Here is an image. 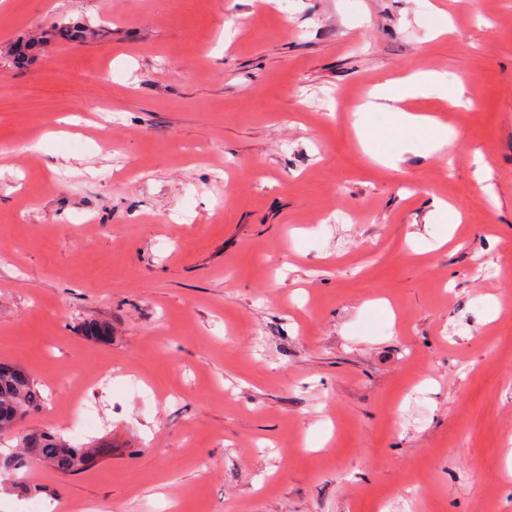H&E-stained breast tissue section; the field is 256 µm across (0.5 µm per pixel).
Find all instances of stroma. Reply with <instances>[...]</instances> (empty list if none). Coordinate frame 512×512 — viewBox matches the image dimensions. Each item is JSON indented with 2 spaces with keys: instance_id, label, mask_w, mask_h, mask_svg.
Returning <instances> with one entry per match:
<instances>
[{
  "instance_id": "35a3bbf8",
  "label": "stroma",
  "mask_w": 512,
  "mask_h": 512,
  "mask_svg": "<svg viewBox=\"0 0 512 512\" xmlns=\"http://www.w3.org/2000/svg\"><path fill=\"white\" fill-rule=\"evenodd\" d=\"M60 20L110 34L15 67ZM425 70L453 161L383 167L360 97ZM0 362L47 399L0 453L82 397L107 450L0 512H512V0H0Z\"/></svg>"
}]
</instances>
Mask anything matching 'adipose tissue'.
Here are the masks:
<instances>
[{"instance_id": "1", "label": "adipose tissue", "mask_w": 512, "mask_h": 512, "mask_svg": "<svg viewBox=\"0 0 512 512\" xmlns=\"http://www.w3.org/2000/svg\"><path fill=\"white\" fill-rule=\"evenodd\" d=\"M432 92L448 97L455 106L462 105L465 93L464 82H456L454 89H446L444 76L427 70L409 77L387 81L374 94L373 101L367 102L366 110L388 112L393 116L394 136L377 133L374 128L363 126L359 137L365 150L378 163L387 168H397L401 156V135L411 131L422 136L429 153L445 152L453 139L454 132L438 119L418 113L406 112L402 102Z\"/></svg>"}]
</instances>
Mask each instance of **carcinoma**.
<instances>
[{"instance_id":"carcinoma-1","label":"carcinoma","mask_w":512,"mask_h":512,"mask_svg":"<svg viewBox=\"0 0 512 512\" xmlns=\"http://www.w3.org/2000/svg\"><path fill=\"white\" fill-rule=\"evenodd\" d=\"M106 33L107 29L101 26L73 25L60 21L36 40L17 45L14 60L23 62L38 45L48 41H83ZM44 403L41 389L26 371L10 363H0V436L10 432L29 415L39 412ZM22 448L20 454L0 455V470L15 471L33 461H44L65 474H73L92 468L106 454L102 448L73 445L55 435L39 431L25 434Z\"/></svg>"}]
</instances>
